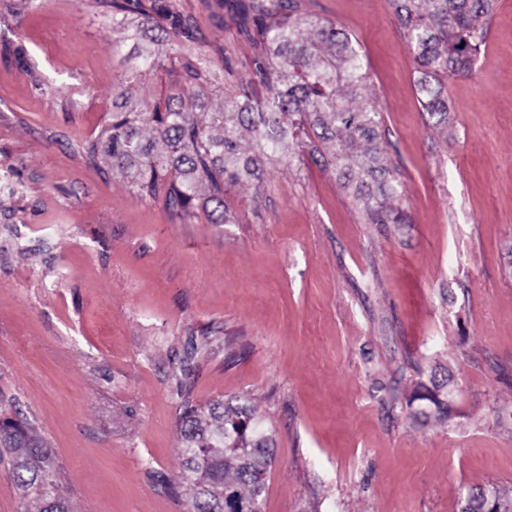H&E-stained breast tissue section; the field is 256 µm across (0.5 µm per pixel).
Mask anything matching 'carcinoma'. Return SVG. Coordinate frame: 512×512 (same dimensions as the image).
I'll return each mask as SVG.
<instances>
[{"mask_svg": "<svg viewBox=\"0 0 512 512\" xmlns=\"http://www.w3.org/2000/svg\"><path fill=\"white\" fill-rule=\"evenodd\" d=\"M112 29L142 41L138 65L118 75L112 112L86 153L93 163L124 176L143 199H163L182 220L204 210L210 224H233L231 187L256 182L266 164L291 161L313 139L324 152L313 161L357 176L355 201L369 224H404L398 167L383 136L382 110L358 101L371 82L364 55L345 30L314 10L315 0H200L215 26L234 28L251 46H210L197 18L177 0H95ZM417 64L422 110L434 127L448 126V79L473 71L486 40V21L499 0H388ZM0 57L25 70L29 52L19 37L0 42ZM178 67V89L154 101L148 82ZM142 95L129 101V86ZM208 85L224 98L209 111L193 89ZM419 416L448 417V395L419 386ZM182 463L174 478L192 494L194 512H256L274 462L273 430L247 400L214 399L181 413ZM0 447L12 455L10 478L38 512H71L58 492V470L47 448L23 420L0 424Z\"/></svg>", "mask_w": 512, "mask_h": 512, "instance_id": "obj_1", "label": "carcinoma"}]
</instances>
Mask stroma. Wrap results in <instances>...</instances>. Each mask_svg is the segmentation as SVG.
<instances>
[{
    "label": "stroma",
    "mask_w": 512,
    "mask_h": 512,
    "mask_svg": "<svg viewBox=\"0 0 512 512\" xmlns=\"http://www.w3.org/2000/svg\"><path fill=\"white\" fill-rule=\"evenodd\" d=\"M357 40L406 224H368L309 155L186 223L89 164L131 46L91 0H0V410L46 439L73 512H188L180 406L248 398L275 429L262 512H459L512 494V0L432 128L387 0H317ZM448 421L418 423V384ZM15 64L18 68L26 70L29 67V52L20 37L1 41L0 57ZM415 401L424 402V404L415 412L414 419H419L418 413L425 418H429L431 414L439 419L448 418V393H443L439 386L430 389L425 385H420L412 397V403ZM423 410H428L430 413Z\"/></svg>",
    "instance_id": "obj_1"
}]
</instances>
